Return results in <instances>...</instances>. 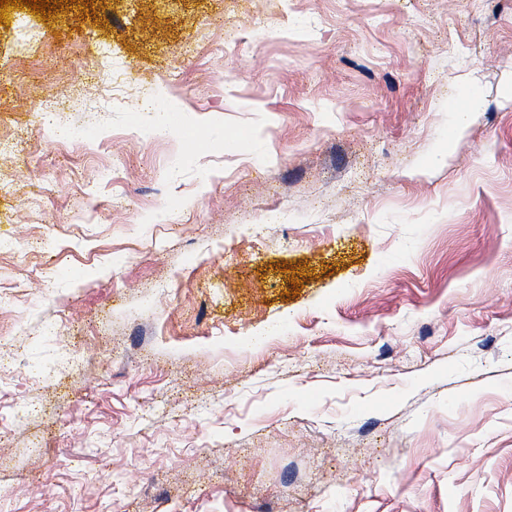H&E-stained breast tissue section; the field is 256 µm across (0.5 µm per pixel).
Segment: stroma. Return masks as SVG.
I'll use <instances>...</instances> for the list:
<instances>
[{"mask_svg": "<svg viewBox=\"0 0 512 512\" xmlns=\"http://www.w3.org/2000/svg\"><path fill=\"white\" fill-rule=\"evenodd\" d=\"M5 16L0 512H512V0Z\"/></svg>", "mask_w": 512, "mask_h": 512, "instance_id": "stroma-1", "label": "stroma"}]
</instances>
